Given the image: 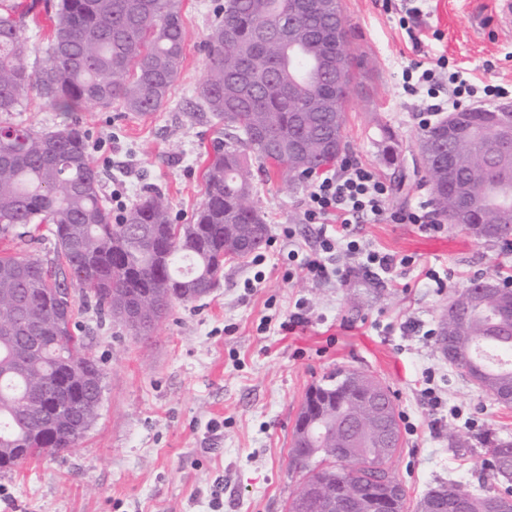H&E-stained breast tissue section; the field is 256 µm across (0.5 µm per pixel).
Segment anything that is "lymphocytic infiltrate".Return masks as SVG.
Wrapping results in <instances>:
<instances>
[{
  "mask_svg": "<svg viewBox=\"0 0 512 512\" xmlns=\"http://www.w3.org/2000/svg\"><path fill=\"white\" fill-rule=\"evenodd\" d=\"M402 88L411 95L424 94L430 100L422 115V125H430L433 118L447 109H459L479 100L505 97L504 88L496 85L476 87L460 71H449L447 59H438L433 67L421 70L410 65L402 71ZM391 188L371 169L363 164L344 159L340 170L312 180L305 202L307 223L318 225L321 244L319 250L306 254L299 263L301 274L320 281L329 277L345 280L349 268L328 267L329 254L344 250L358 263L377 267L386 272L408 266L410 257H396L366 247L355 232L361 219L382 216L396 224H415L426 232L438 233L443 229L434 210L427 205L388 210Z\"/></svg>",
  "mask_w": 512,
  "mask_h": 512,
  "instance_id": "obj_1",
  "label": "lymphocytic infiltrate"
}]
</instances>
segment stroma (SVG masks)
Returning <instances> with one entry per match:
<instances>
[{"instance_id": "stroma-1", "label": "stroma", "mask_w": 512, "mask_h": 512, "mask_svg": "<svg viewBox=\"0 0 512 512\" xmlns=\"http://www.w3.org/2000/svg\"><path fill=\"white\" fill-rule=\"evenodd\" d=\"M222 2L183 0L184 54L162 111L79 110L104 196L117 189L131 205L152 188L168 200L174 223H192L222 129L199 98L204 43ZM419 7L406 19L384 0H343L351 50L374 63L366 90L346 106L343 155L391 186L393 210L431 199L415 163L417 114L427 99L403 91V68L443 56L477 83L512 89V26L493 25L494 0H421ZM388 130L399 144L393 164L381 153ZM284 178L273 165L256 181L255 201L270 228L260 265L227 261L209 295L174 305L150 335L101 320L82 288L71 286L79 334L105 372L98 416L64 456L0 471V512H286L301 479L289 457L297 413L311 385L342 369L373 375L394 394L403 447L390 470L408 506L454 482L498 491L486 449L494 438H512V408L442 358L436 330L452 293L475 276L499 283L512 276V246L454 224L430 234L368 219L357 226L366 246L411 264L388 275L338 253L332 261L350 267L348 279L312 282L295 274L292 259L318 240L317 225L303 219L310 181L288 190ZM18 253L52 268L61 263L45 228L32 241L0 237V256ZM432 271L446 288H436ZM296 312L305 323L285 329ZM433 396L439 405L430 404Z\"/></svg>"}]
</instances>
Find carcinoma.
Returning a JSON list of instances; mask_svg holds the SVG:
<instances>
[{"instance_id": "obj_1", "label": "carcinoma", "mask_w": 512, "mask_h": 512, "mask_svg": "<svg viewBox=\"0 0 512 512\" xmlns=\"http://www.w3.org/2000/svg\"><path fill=\"white\" fill-rule=\"evenodd\" d=\"M224 0V17L207 40L209 72L200 90L203 108L224 122L225 141L214 139L205 171L206 195L190 224L172 223L160 193L145 192L112 218L101 194L100 174L88 156L77 120L51 130L14 124L31 90L63 112L84 104L145 115L168 100L183 57L186 29L182 0H57L52 39L38 69L24 63L26 18L36 2L18 12L0 0V234L22 238L32 224H50L71 279L99 313L123 324L144 299L151 325L176 303L216 287L224 260L242 244L253 245L264 215L255 205L253 174L245 154L270 160L290 177L314 172L336 158L344 139L345 107L358 92V76L370 71L364 57L336 49L333 0ZM230 36L224 37V31ZM455 147L465 187L459 202L470 207L473 235L487 242L512 241V131L498 129L493 112L464 110ZM448 128L424 129L418 151L438 158ZM448 167L430 169L436 211L445 213ZM448 300L441 331L452 329L455 367L463 366L482 392L512 391V289H499L492 304L469 284ZM18 307L22 330L0 327V469L44 453L59 455L95 422L103 372L72 328L68 287L59 273L31 256H0V317ZM453 315L451 326L445 317ZM483 344L511 359L496 365L475 355ZM377 378L353 370L340 386L317 384L298 412L292 464L311 484L305 499L291 498L287 512H335L329 503L349 484L374 512L393 484L377 474L382 459L401 449L382 447L370 420ZM489 467L502 493H481L466 483L444 489L458 512H488L494 500L512 502V440L490 442Z\"/></svg>"}]
</instances>
